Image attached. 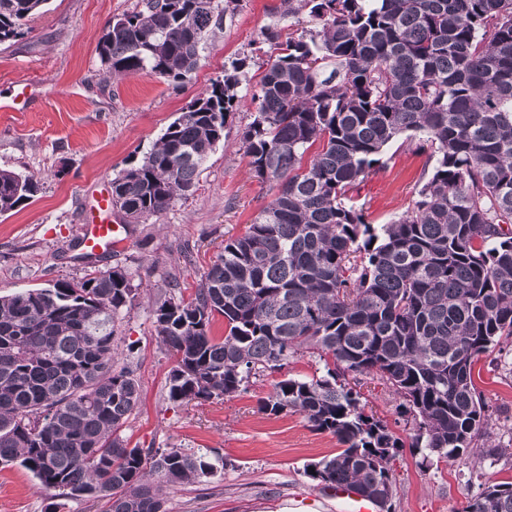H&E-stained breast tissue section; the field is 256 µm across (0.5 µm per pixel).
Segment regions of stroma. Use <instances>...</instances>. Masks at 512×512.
I'll return each instance as SVG.
<instances>
[{
  "label": "stroma",
  "instance_id": "1",
  "mask_svg": "<svg viewBox=\"0 0 512 512\" xmlns=\"http://www.w3.org/2000/svg\"><path fill=\"white\" fill-rule=\"evenodd\" d=\"M135 0H47L24 36L0 45V98L33 83L36 97L22 113L0 112V168L32 175L39 190L17 210L0 215V296L76 282L113 266L128 270L144 292L120 321L117 335L134 347L132 367L141 403L122 435L130 446L182 448L220 454L224 466L196 483L166 492L168 512H346L330 489L312 480L307 465L335 455L333 435L313 431L297 413L270 415L259 402L282 377L322 375L316 356L298 354L283 372L251 379L224 399L174 403L168 376L174 358L157 335L155 301L190 298L228 238L241 234L273 196L249 174L242 133L249 110L231 116L224 140L211 154L194 191L160 217L126 226L123 246L83 258L78 244L99 192L140 159L167 126L237 59L251 81L265 68L263 31H295L306 14L286 15L283 0H240L224 31L181 86L140 73L107 79L97 45L107 23ZM427 152L400 142L383 153V167L359 187L371 224L402 214L427 165ZM478 390L493 406L494 442L512 449V374L481 359ZM369 408L394 429L409 433L387 388L358 377ZM397 493L391 512H460L476 496L480 479L451 460L423 466L403 448L390 462ZM0 512H100L80 497L41 489L19 465L0 466Z\"/></svg>",
  "mask_w": 512,
  "mask_h": 512
}]
</instances>
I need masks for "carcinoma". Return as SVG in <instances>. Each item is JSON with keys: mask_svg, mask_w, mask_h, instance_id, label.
Here are the masks:
<instances>
[{"mask_svg": "<svg viewBox=\"0 0 512 512\" xmlns=\"http://www.w3.org/2000/svg\"><path fill=\"white\" fill-rule=\"evenodd\" d=\"M46 0H0V44L23 36ZM239 0H137L98 43L111 77L146 72L171 84L198 68ZM310 28L268 27L274 55L252 85L232 64L112 179V207L130 224L186 197L231 114L253 178L275 193L242 234L224 241L194 297L152 309L175 358L174 403L231 397L250 377L303 350L324 374L272 384L260 410L299 413L336 437L307 468L391 507L390 460L496 459L493 407L475 383L481 357L512 373V0H284ZM429 151L410 206L367 222L359 185L398 139ZM38 182L0 169V214ZM138 295L111 267L73 283L0 296V464L28 469L45 490L103 501V512H166L169 486L224 464L182 448L129 447L139 408L119 366L116 323ZM225 336L210 335L215 317ZM397 396L408 440L365 412L348 377ZM462 512H512V483H482Z\"/></svg>", "mask_w": 512, "mask_h": 512, "instance_id": "carcinoma-1", "label": "carcinoma"}]
</instances>
